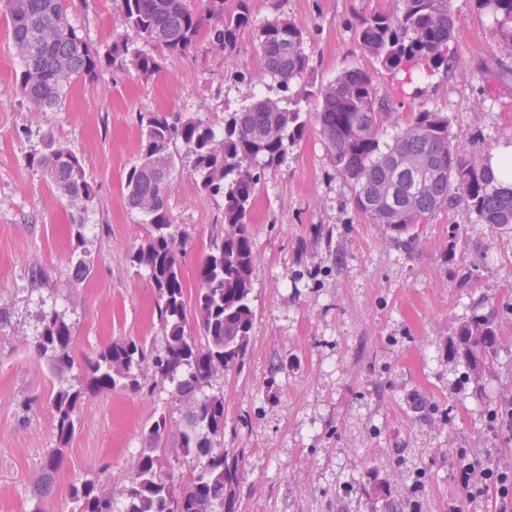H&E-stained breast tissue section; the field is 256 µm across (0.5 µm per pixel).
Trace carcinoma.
Wrapping results in <instances>:
<instances>
[{
	"label": "carcinoma",
	"instance_id": "carcinoma-1",
	"mask_svg": "<svg viewBox=\"0 0 512 512\" xmlns=\"http://www.w3.org/2000/svg\"><path fill=\"white\" fill-rule=\"evenodd\" d=\"M132 40L112 43L101 53L69 22L59 0H3L13 45L22 59L20 94L41 112L63 103L74 81H92L104 64L130 65L144 77L160 72L168 57L186 54L207 29L212 49L229 52L238 32L252 24L249 0H207L205 11L192 12L183 0H116ZM492 17L500 51L512 54V0H477ZM454 17L449 0H402L393 14L359 19L356 39L379 69L431 73L448 67ZM261 68L239 79L263 81L270 76L286 93L291 82L310 67L304 32L293 21L275 17L255 27ZM320 132L330 165L353 190L352 204L375 224L395 235L425 224L437 212L459 208L480 224L512 232V183L490 168V153H461L448 117L423 109L402 123L390 100L377 96L371 74L343 71L317 92ZM396 128L381 143L384 128ZM137 162L126 176L128 206L145 217L150 232L130 253V262L149 271L156 294L157 320L164 347L156 351L143 341H114L82 367L80 386L59 391L53 400L59 448L46 459L37 494L50 490L62 463L61 447L75 432L73 415L86 398L118 386L140 388L136 370L152 366L155 377L174 384L172 397L187 404L186 428L178 447L201 461L188 480L175 485L164 477L154 449L167 437V418L158 416L145 432L152 448L142 452L124 486L126 512H235L241 473L239 458L228 459L215 447L224 435V396L208 395L217 365L238 370L250 342L255 312L251 305L255 267L248 216L265 169L278 165L290 146L305 134L298 108L274 98L255 99L224 114L223 135L200 119L165 112L140 115ZM181 142L193 156L191 176L200 190L224 199L221 227L209 236L198 267L194 325H188L180 263L184 239L170 224L169 181L176 172L172 151ZM66 197L90 201L94 188L82 159L49 138L27 157ZM36 348L51 356L59 370L71 369L70 327L56 314L44 315ZM499 336L494 315H473L460 322L448 340V357L465 365L480 384L497 362ZM370 495L387 512H400L383 481ZM77 512H112V491L89 480L73 487Z\"/></svg>",
	"mask_w": 512,
	"mask_h": 512
}]
</instances>
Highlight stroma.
I'll use <instances>...</instances> for the list:
<instances>
[{"instance_id": "1", "label": "stroma", "mask_w": 512, "mask_h": 512, "mask_svg": "<svg viewBox=\"0 0 512 512\" xmlns=\"http://www.w3.org/2000/svg\"><path fill=\"white\" fill-rule=\"evenodd\" d=\"M61 4L98 50L128 35L115 0ZM249 6L253 24L240 30L232 54L212 51L202 36L148 79L131 67H105L96 80L75 82L54 112L37 111L19 93L21 63L0 13V512H76L72 489L88 479L111 488L114 512H125L121 491L148 447L144 430L162 414L169 427L157 450L163 471L178 484L197 467L177 446L187 408L149 367L138 372L140 390L84 400L63 448L52 402L78 387L81 363L112 341L163 348L153 284L129 261L150 230L125 196L139 116L178 112L219 131L225 113L254 95L279 97L273 78H234L258 71L254 28L277 15L305 33L311 68L288 96L299 99L306 132L257 190L249 217L250 344L242 368L211 386L224 395L219 444L243 452L236 512H382L365 495L376 477L403 512H499L492 492L465 501L458 474L466 462L512 469V430L487 421L489 409L512 404V232L442 210L412 236L393 239L354 208L350 183L334 174L315 94L341 72L362 68L403 117L422 107L443 112L459 150L493 152L512 141V55L499 51L493 20L475 0H451L449 69L411 78L377 69L354 33L360 17L395 13L400 0ZM49 137L81 158L92 202L62 196L26 167V156ZM179 154L168 207L187 238L181 274L192 292L223 200L200 191L191 155ZM81 259L90 271L78 281ZM465 272L469 287H456ZM51 311L71 329L73 368L56 369L35 349ZM488 313L500 351L477 386L449 360L448 338L466 317ZM58 447L63 463L54 486L35 498L44 461Z\"/></svg>"}]
</instances>
